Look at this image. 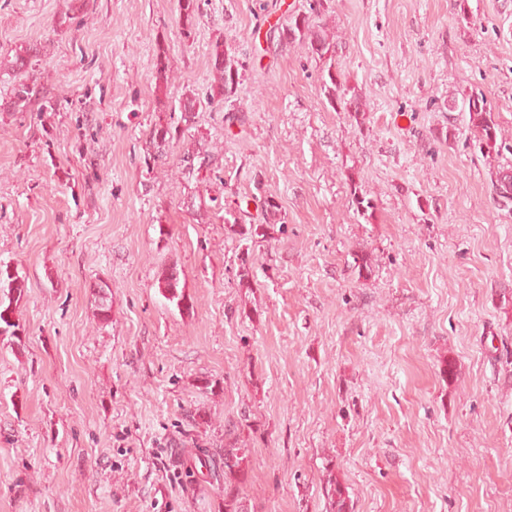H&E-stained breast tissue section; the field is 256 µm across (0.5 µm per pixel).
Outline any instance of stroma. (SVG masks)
I'll use <instances>...</instances> for the list:
<instances>
[{
	"mask_svg": "<svg viewBox=\"0 0 512 512\" xmlns=\"http://www.w3.org/2000/svg\"><path fill=\"white\" fill-rule=\"evenodd\" d=\"M309 7L201 0L187 32L177 0H0V264L26 280L0 338V512H224L199 458L232 425L250 512H326L330 473L354 512H512V0H325L323 60L266 38ZM219 39L235 95L145 164ZM472 100L505 149L480 150ZM260 193L286 224L247 242L224 209L253 223ZM170 266L191 311L157 287ZM327 71L329 83L322 77V87L329 103L333 107L339 106L347 112L349 118L354 119L356 122H360V116H363V113L361 112L365 111L359 97L354 93L349 100L346 99L350 90L345 87L344 82H342L340 78L341 75L336 74V72H333L331 69Z\"/></svg>",
	"mask_w": 512,
	"mask_h": 512,
	"instance_id": "obj_1",
	"label": "stroma"
}]
</instances>
